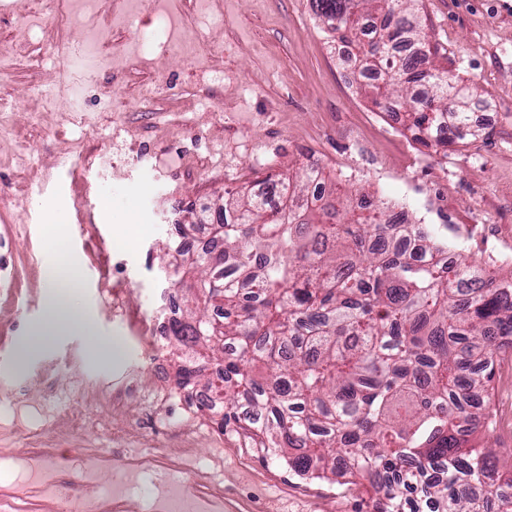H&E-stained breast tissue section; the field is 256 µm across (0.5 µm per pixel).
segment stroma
<instances>
[{
	"instance_id": "1",
	"label": "stroma",
	"mask_w": 512,
	"mask_h": 512,
	"mask_svg": "<svg viewBox=\"0 0 512 512\" xmlns=\"http://www.w3.org/2000/svg\"><path fill=\"white\" fill-rule=\"evenodd\" d=\"M418 5L434 63L491 103L473 114L476 138L440 151L373 108L312 0H144L102 31L107 0H72L75 23L49 0H0V99L16 104L0 114V404L12 403L0 412V489L30 481V449L75 461L98 448L136 461L97 476L126 512H152L167 484L188 481L222 489L230 512H364V486L300 477L188 411L182 348L149 344L122 311L152 315L172 296L187 307L164 274L187 210L309 158L353 192L409 209L468 259L512 272V0ZM98 31L110 55L77 124L50 56ZM128 223L142 227L131 243ZM62 251L81 261L69 300L91 330L17 365ZM490 399L495 445L512 449V351L495 363ZM62 400L79 403L82 428L51 412Z\"/></svg>"
}]
</instances>
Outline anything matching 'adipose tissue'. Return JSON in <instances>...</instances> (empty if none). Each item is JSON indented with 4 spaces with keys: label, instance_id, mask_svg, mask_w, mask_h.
Segmentation results:
<instances>
[{
    "label": "adipose tissue",
    "instance_id": "ef3b65f1",
    "mask_svg": "<svg viewBox=\"0 0 512 512\" xmlns=\"http://www.w3.org/2000/svg\"><path fill=\"white\" fill-rule=\"evenodd\" d=\"M80 275L81 263L75 256L54 258L47 269V281L51 288L47 300L49 318L31 338L25 340L20 352L21 358L32 356L62 330L85 327V315L72 308L68 299L60 294L61 289L70 287Z\"/></svg>",
    "mask_w": 512,
    "mask_h": 512
}]
</instances>
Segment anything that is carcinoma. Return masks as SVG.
<instances>
[{
  "label": "carcinoma",
  "instance_id": "cac0c4a2",
  "mask_svg": "<svg viewBox=\"0 0 512 512\" xmlns=\"http://www.w3.org/2000/svg\"><path fill=\"white\" fill-rule=\"evenodd\" d=\"M417 0H315L344 62L380 111L426 147L476 135L490 103L428 66ZM313 186L312 165L224 198L209 247L176 251L180 286L208 283L202 309L167 337L224 363V400L201 408L296 473L374 491L372 512H512V453L494 448L486 399L512 348V276L501 278L390 207ZM205 367L178 372L187 388Z\"/></svg>",
  "mask_w": 512,
  "mask_h": 512
}]
</instances>
